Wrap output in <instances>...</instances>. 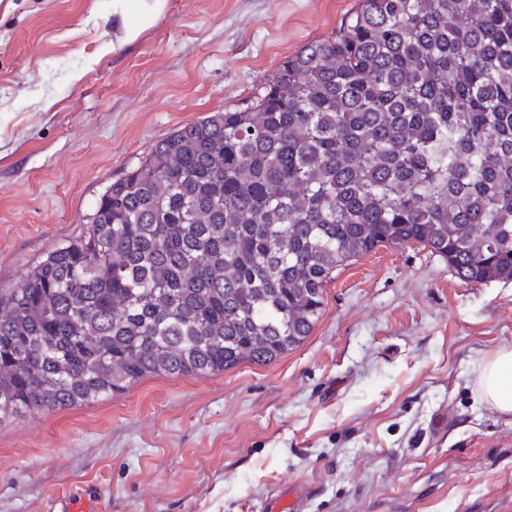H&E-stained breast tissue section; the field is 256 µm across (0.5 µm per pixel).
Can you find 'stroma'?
Returning <instances> with one entry per match:
<instances>
[{
  "instance_id": "35a3bbf8",
  "label": "stroma",
  "mask_w": 512,
  "mask_h": 512,
  "mask_svg": "<svg viewBox=\"0 0 512 512\" xmlns=\"http://www.w3.org/2000/svg\"><path fill=\"white\" fill-rule=\"evenodd\" d=\"M358 0H169L113 50L112 0H0V289L86 236L106 187L179 127L255 102ZM306 341L267 364L151 376L0 426V512L86 491L102 512H512V414L480 402L512 347V281L417 243L337 270ZM310 491L304 487H291L272 495L266 502V512H298Z\"/></svg>"
}]
</instances>
